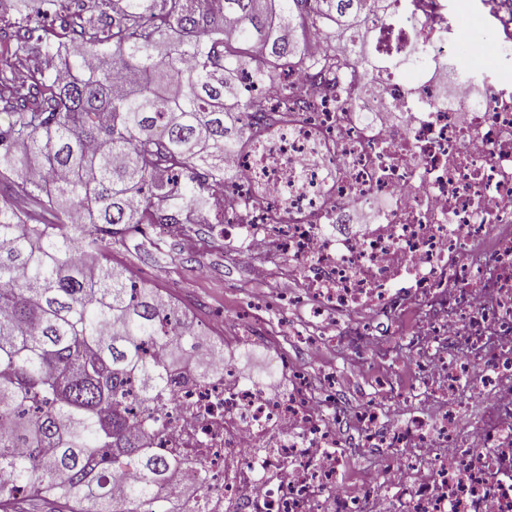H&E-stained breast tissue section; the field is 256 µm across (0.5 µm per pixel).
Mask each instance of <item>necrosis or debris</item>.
<instances>
[{"label": "necrosis or debris", "mask_w": 512, "mask_h": 512, "mask_svg": "<svg viewBox=\"0 0 512 512\" xmlns=\"http://www.w3.org/2000/svg\"><path fill=\"white\" fill-rule=\"evenodd\" d=\"M400 11L362 30L376 55L413 57L408 71L260 86L274 104L303 95L225 160L224 222L246 250L276 241L277 292L318 328L309 344L368 356L392 406L419 413L387 427L377 406L354 412L359 449L384 454L351 491L323 394L335 374L319 387L292 371L271 391L223 349L190 352L151 441L178 463L160 494L180 512H512V82L449 39L443 0ZM406 363L416 384H389Z\"/></svg>", "instance_id": "4bbe7bcc"}]
</instances>
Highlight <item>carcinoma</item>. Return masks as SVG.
<instances>
[{
	"mask_svg": "<svg viewBox=\"0 0 512 512\" xmlns=\"http://www.w3.org/2000/svg\"><path fill=\"white\" fill-rule=\"evenodd\" d=\"M56 2L17 0L22 22L0 50V183L19 178L25 200L0 206V512H17L19 485L65 512H166L157 492L174 461L149 447V402L202 332L115 265L105 240L224 223L212 208L233 179L224 156L278 118L243 80L334 78L342 34L369 62L362 11L390 20L399 0H101L110 10L67 15ZM314 29L328 38L319 57ZM49 55L65 78L36 68L14 81L17 62ZM44 213L83 223L53 230Z\"/></svg>",
	"mask_w": 512,
	"mask_h": 512,
	"instance_id": "carcinoma-1",
	"label": "carcinoma"
}]
</instances>
